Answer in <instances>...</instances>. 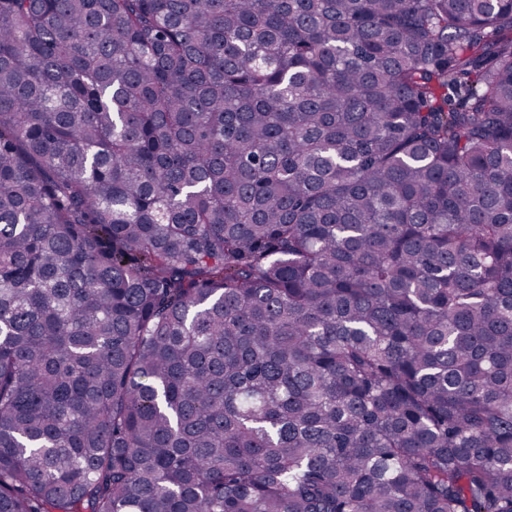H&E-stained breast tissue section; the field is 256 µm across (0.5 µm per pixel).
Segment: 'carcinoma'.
Segmentation results:
<instances>
[{"label":"carcinoma","mask_w":512,"mask_h":512,"mask_svg":"<svg viewBox=\"0 0 512 512\" xmlns=\"http://www.w3.org/2000/svg\"><path fill=\"white\" fill-rule=\"evenodd\" d=\"M0 512H512V0H0Z\"/></svg>","instance_id":"carcinoma-1"}]
</instances>
